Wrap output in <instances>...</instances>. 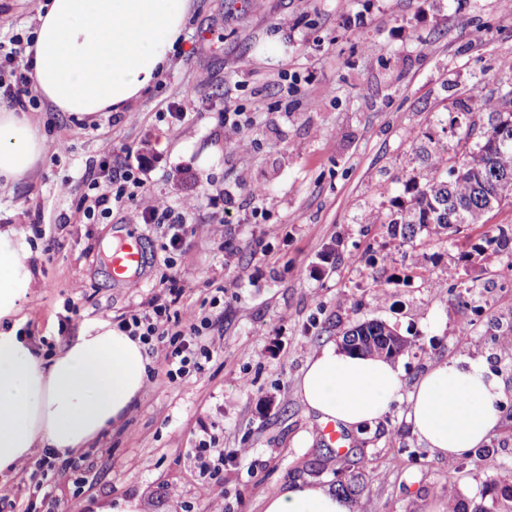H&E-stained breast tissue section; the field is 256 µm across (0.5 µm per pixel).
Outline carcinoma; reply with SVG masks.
<instances>
[{
    "label": "carcinoma",
    "mask_w": 512,
    "mask_h": 512,
    "mask_svg": "<svg viewBox=\"0 0 512 512\" xmlns=\"http://www.w3.org/2000/svg\"><path fill=\"white\" fill-rule=\"evenodd\" d=\"M477 107L487 116V125L474 124L467 132L477 136L476 150L451 154L435 147L426 153L433 176L406 183L410 206L400 205L391 215L393 234L411 244L423 230L438 237L464 224H479L488 212L512 201V85L496 96L479 98ZM492 245L511 252L512 227H497L496 234L461 251L460 259L470 263ZM343 347L350 353L394 360L410 343L387 323L369 320L345 332ZM486 492L512 501V469L501 468Z\"/></svg>",
    "instance_id": "cac0c4a2"
}]
</instances>
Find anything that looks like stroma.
I'll return each instance as SVG.
<instances>
[{
    "label": "stroma",
    "mask_w": 512,
    "mask_h": 512,
    "mask_svg": "<svg viewBox=\"0 0 512 512\" xmlns=\"http://www.w3.org/2000/svg\"><path fill=\"white\" fill-rule=\"evenodd\" d=\"M40 3L0 0V41L34 31ZM508 58L512 8L500 0H194L173 66L134 117L112 112L88 124L40 104L44 161L0 191V222L28 225L38 251L27 334L52 353L81 326L138 310L176 272L190 283L184 306L213 319L222 350L171 381L155 345L152 383L102 441L111 456L86 449L48 481L0 477V512H23L37 485L45 499L36 512H92V503L135 495L145 512H209L190 453L207 435L225 450L215 492L231 512H263L267 493L299 481L337 489L335 469L317 465L322 426L297 384L314 349L372 319L413 343L397 360L403 392L436 361L477 358L498 383L503 420L486 442L490 456L471 454L452 470L412 433L405 400L394 402L347 435L364 485L354 512H434L452 489L466 506L512 512L485 493L500 467H512V350L498 341L512 327V278L499 274L508 258L490 248L470 267L457 262L465 237L512 225V202L441 241L422 232L411 246L389 226L393 200L409 199L406 182L430 177L427 150L473 146L468 126L486 117L457 104L512 84L500 66ZM172 103L187 109L185 120L166 116ZM234 111L250 124L245 150L224 129ZM144 145L145 191L187 223L212 227L172 254L166 228L140 223L133 205L85 214L89 170L99 191H111L102 160L122 163ZM259 185L267 197L255 194ZM127 224L146 262L137 280L117 282L107 256L113 230ZM330 248L334 259L322 262Z\"/></svg>",
    "instance_id": "35a3bbf8"
}]
</instances>
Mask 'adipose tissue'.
Returning <instances> with one entry per match:
<instances>
[{"label": "adipose tissue", "mask_w": 512, "mask_h": 512, "mask_svg": "<svg viewBox=\"0 0 512 512\" xmlns=\"http://www.w3.org/2000/svg\"><path fill=\"white\" fill-rule=\"evenodd\" d=\"M192 0H45L25 54L35 91L80 119L129 112L172 61ZM45 155L39 121L0 107V186L35 172ZM30 231L0 224V476L16 474L35 449L60 458L97 447L132 411L148 382L138 338L103 319L43 356L21 329L38 278ZM401 372L383 358L328 343L310 356L297 392L307 412L357 433L399 398ZM501 420L498 384L479 360L436 363L408 398L406 421L439 457L459 460ZM264 512H350L328 487L297 482L266 495Z\"/></svg>", "instance_id": "1"}]
</instances>
